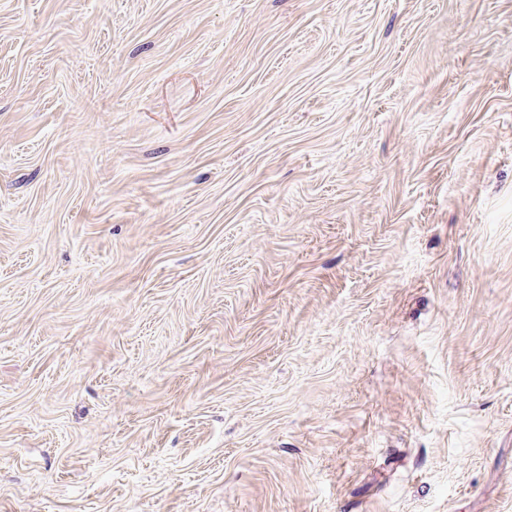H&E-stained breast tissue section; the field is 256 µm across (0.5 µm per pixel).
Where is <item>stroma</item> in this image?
<instances>
[{
  "label": "stroma",
  "instance_id": "stroma-1",
  "mask_svg": "<svg viewBox=\"0 0 512 512\" xmlns=\"http://www.w3.org/2000/svg\"><path fill=\"white\" fill-rule=\"evenodd\" d=\"M512 0H0V512H512Z\"/></svg>",
  "mask_w": 512,
  "mask_h": 512
}]
</instances>
